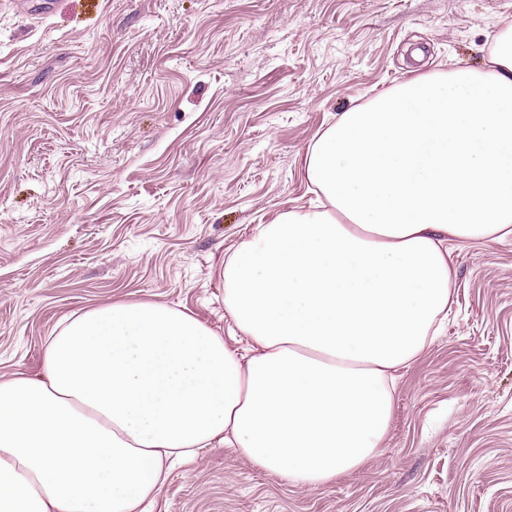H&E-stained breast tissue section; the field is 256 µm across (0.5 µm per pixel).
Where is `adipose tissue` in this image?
<instances>
[{"mask_svg": "<svg viewBox=\"0 0 512 512\" xmlns=\"http://www.w3.org/2000/svg\"><path fill=\"white\" fill-rule=\"evenodd\" d=\"M314 209L224 265L237 349L179 309L68 318L43 372L0 378V512H151L169 460L220 443L289 483L382 448L398 371L448 315V239L512 237V28L483 67L342 113L305 156Z\"/></svg>", "mask_w": 512, "mask_h": 512, "instance_id": "1", "label": "adipose tissue"}]
</instances>
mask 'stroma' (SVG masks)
Returning a JSON list of instances; mask_svg holds the SVG:
<instances>
[{"instance_id": "1", "label": "stroma", "mask_w": 512, "mask_h": 512, "mask_svg": "<svg viewBox=\"0 0 512 512\" xmlns=\"http://www.w3.org/2000/svg\"><path fill=\"white\" fill-rule=\"evenodd\" d=\"M509 26L512 0H0V377L116 302L245 346L224 264L311 207L316 135L406 77L481 67ZM448 246V321L380 454L297 487L217 444L153 512H512V238Z\"/></svg>"}]
</instances>
